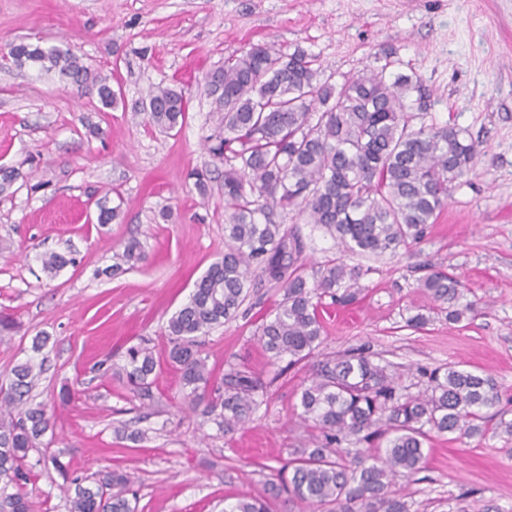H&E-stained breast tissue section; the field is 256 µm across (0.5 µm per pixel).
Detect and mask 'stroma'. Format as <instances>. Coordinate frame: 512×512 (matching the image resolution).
I'll return each instance as SVG.
<instances>
[{
	"instance_id": "35a3bbf8",
	"label": "stroma",
	"mask_w": 512,
	"mask_h": 512,
	"mask_svg": "<svg viewBox=\"0 0 512 512\" xmlns=\"http://www.w3.org/2000/svg\"><path fill=\"white\" fill-rule=\"evenodd\" d=\"M71 49L121 93L108 108L58 72L0 67V167L16 170L0 194V375L19 362L44 365L34 394L73 398L43 447L72 469L132 473L137 512H224V499L262 497L271 468L309 439L298 415L309 377L298 366L275 375L258 328L283 297L260 281L237 316L202 339L220 384L229 367L268 382V405L233 435L186 408L178 373L167 369L140 408L119 369L127 345L147 341L165 359L167 322L194 282L224 254V165L207 150L216 134L205 72L252 44L303 48L332 82L391 53L433 91L430 121L467 129L484 153L449 184L448 205L411 255L372 262L354 304L323 298L321 355L367 347L416 372L461 362L500 385L499 420L485 436L435 435L426 462L403 487L410 512H512V0H0V54L19 42ZM183 87L181 127L164 133L134 104L158 84ZM120 209L97 223L96 203ZM303 243L306 274L338 257L326 228L281 213ZM143 247L132 268L113 270L128 239ZM73 262L56 274L41 256ZM426 266L453 272L469 320L406 324L430 306L419 284ZM47 347L33 352L35 337ZM110 370L93 371L99 360ZM128 424L144 438L115 434ZM61 478L36 468L27 486L35 512H68Z\"/></svg>"
}]
</instances>
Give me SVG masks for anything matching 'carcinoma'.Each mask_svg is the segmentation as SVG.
<instances>
[{
  "mask_svg": "<svg viewBox=\"0 0 512 512\" xmlns=\"http://www.w3.org/2000/svg\"><path fill=\"white\" fill-rule=\"evenodd\" d=\"M5 59L57 71L81 89L96 90L106 107L116 101L106 79L69 49L21 42ZM390 66L376 56L336 86L321 78L304 50L284 53L258 44L203 77L219 130L209 151L224 162V256L169 318L168 364L190 402L205 404L204 413L226 435L267 403V384L232 368L222 385L211 386L200 338L235 316L253 282L265 278L284 291L274 316L259 327L269 363L285 357L290 366L309 361L322 343L319 299L354 301L364 275L362 267L338 257L308 280L300 263L303 244L276 223V211L307 216L347 252L395 256L425 238L447 205L448 185L478 162L480 144L465 130L427 121L432 100L423 78L414 71L391 75ZM187 110L184 89L163 85L137 108L166 131L183 124ZM117 259V268L140 260V242L128 240ZM72 262L57 252L42 255L50 273ZM420 284L434 306L411 315L408 326L423 329L439 313L459 323L472 313V304L460 303L455 275L427 267ZM120 370L134 396L152 399L161 364L151 348L142 342L127 346ZM42 372L43 365L29 359L0 384V512H32L22 489L38 466H51L62 477L69 512H135L128 498L134 480L127 472L104 467L75 475L45 453L29 461L59 409L35 401V379ZM422 376L425 387L412 393L391 364L365 348L316 362L300 397V419L318 431L315 447L294 449L272 470L268 491L286 493L299 512H409L396 480L420 470L431 434L483 435L489 410L500 402L497 381L463 364ZM224 512L271 508L261 497L240 496Z\"/></svg>",
  "mask_w": 512,
  "mask_h": 512,
  "instance_id": "obj_1",
  "label": "carcinoma"
}]
</instances>
